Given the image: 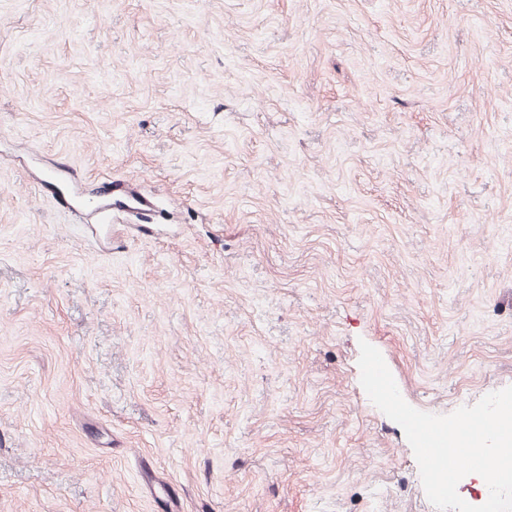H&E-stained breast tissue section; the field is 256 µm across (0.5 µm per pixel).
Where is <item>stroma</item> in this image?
Returning a JSON list of instances; mask_svg holds the SVG:
<instances>
[{"label":"stroma","mask_w":512,"mask_h":512,"mask_svg":"<svg viewBox=\"0 0 512 512\" xmlns=\"http://www.w3.org/2000/svg\"><path fill=\"white\" fill-rule=\"evenodd\" d=\"M363 340L512 386V0H0V512H437Z\"/></svg>","instance_id":"obj_1"}]
</instances>
